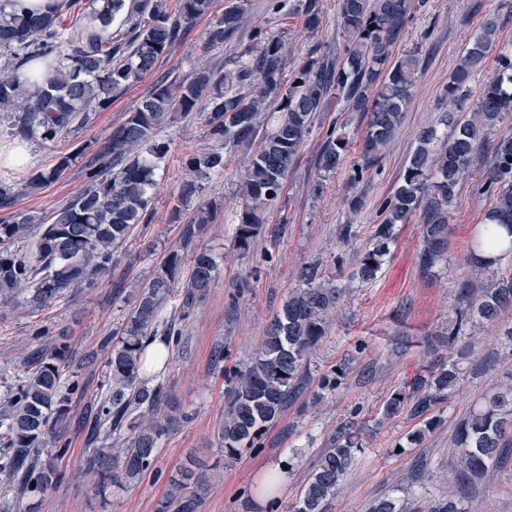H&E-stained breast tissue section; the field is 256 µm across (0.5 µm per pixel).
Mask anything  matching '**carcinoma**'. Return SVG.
Wrapping results in <instances>:
<instances>
[{
	"label": "carcinoma",
	"mask_w": 512,
	"mask_h": 512,
	"mask_svg": "<svg viewBox=\"0 0 512 512\" xmlns=\"http://www.w3.org/2000/svg\"><path fill=\"white\" fill-rule=\"evenodd\" d=\"M210 5L211 0H178L172 12L167 0H52L44 11L31 12L15 7L14 0H0V112L11 120L10 134L44 143L64 137L87 122L89 113L107 109L114 93L152 72L158 59ZM285 7L300 12L311 31L322 24L319 0L272 4L275 10ZM411 9L412 0H338L346 41L338 65L312 57L289 75L282 36L258 29L253 34L255 53L243 55L235 69L223 74L199 68L188 82L158 79L87 162V188L49 221L10 212L14 188L1 186L0 210L5 215L0 217V304L44 309L69 289L95 287L112 266L114 247L126 242L131 229L146 220L156 170L168 152V145L155 136L173 112H202L211 140L244 143L256 135L267 100L279 101L280 119L250 159L244 182L247 205L235 231L240 250L249 249L259 234L261 210L281 194L313 117L333 88L347 107L370 113L360 158L350 174V182L362 181L380 164L397 134L421 69L417 50L393 55ZM118 19L121 25L114 30ZM240 24V9L232 5L207 31L203 48L224 43ZM498 36L496 18H487L462 52L444 88V95L453 101L476 80L494 49L499 67L479 85L475 105L453 120L444 140H438L433 128L419 132L401 185L383 202L385 219L377 225L351 278L373 281L389 254L395 226L415 214L423 224L419 270L432 275L448 259V217L460 184L476 164L484 166V189L493 196L483 218L484 244L498 243L496 228H491L495 224L506 230L512 251V137L498 139L481 155L485 132L512 115V49L498 45ZM254 77L258 87L249 99L224 89ZM348 145L336 129H327L321 169L338 170ZM71 162L70 155H59L54 166L33 171L24 190L34 193L58 180ZM186 167L188 177L180 187L184 200L200 195L204 181L224 171V154L217 149L194 154ZM35 225L39 232L31 242ZM480 244L476 238L471 242L469 262L474 275L487 277L486 286L475 298L469 282L458 284L455 321L448 327V344L458 346L456 357L427 375H414L384 401L387 418L404 412L423 419L424 426L408 437L412 443L422 442L437 428L442 406L463 381L471 350L459 341L467 324L474 319L495 323L512 342V321L501 322V316L512 311V270L502 268L501 256L478 258ZM185 266L188 271L179 292L175 285ZM217 270L216 259L206 248L194 250L187 260L172 252L115 334L106 361V394L87 431L90 444L122 429L131 435L127 447L113 453L96 448L89 460L90 467L113 486L135 481L153 468L160 441L174 424L160 415L162 385L143 378L154 365L150 346L158 341L167 346L179 336L172 323L158 331L160 312L178 294L186 310L203 300ZM303 280V287L290 295L269 325L258 356L234 373L218 429L229 457L242 445L255 444L264 427L278 419L301 383L309 354L327 336L328 315L345 296V288L334 279H320L314 267L303 272ZM67 351L68 345L61 344L51 355L40 351L28 355L23 364L30 370L17 384L0 374V388L10 392L0 406V447L10 451L4 473L21 497L45 493L65 477L53 464L42 462L41 454L49 451L56 423L68 414L69 392L59 366ZM362 432L347 428L338 433L320 456L293 512H328L361 448ZM452 442L461 449L448 462L458 480L469 483L481 477L499 449L512 446V382L464 417ZM203 486L202 476L193 468H182L171 478V493L161 512H197ZM368 512H403V504L388 495L372 502Z\"/></svg>",
	"instance_id": "obj_1"
}]
</instances>
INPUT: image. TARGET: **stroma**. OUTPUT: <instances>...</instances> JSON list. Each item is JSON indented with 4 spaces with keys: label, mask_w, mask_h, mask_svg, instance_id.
Instances as JSON below:
<instances>
[{
    "label": "stroma",
    "mask_w": 512,
    "mask_h": 512,
    "mask_svg": "<svg viewBox=\"0 0 512 512\" xmlns=\"http://www.w3.org/2000/svg\"><path fill=\"white\" fill-rule=\"evenodd\" d=\"M230 2L213 0L209 13L186 30L159 60L155 73L143 75L117 93L106 110L91 113L88 123L73 135L48 145L22 142L7 133L0 119V174L12 183L21 186L32 171L52 166L58 154L72 157L57 181L36 193L17 192L12 212L48 218L66 206L86 187L87 159L149 94L157 77L187 81L202 64L222 72L233 69L252 47L253 29L283 36L290 73L309 58L333 59L343 54L337 0H319L323 23L313 32L305 28L301 14L273 11L270 0H239L243 17L237 34L222 46L203 51L204 32ZM490 14L498 17L500 43L512 46V0H427L424 8L414 11L396 50L418 49L425 65L401 131L379 167L359 184L350 183L368 117L328 96L282 193L265 211L264 227L249 251L237 249L234 229L245 206L242 184L252 145L225 143L223 172L206 181L202 195L184 202L179 192L186 177L185 162L190 154L212 145L205 117L199 112L177 113L161 127L157 138L168 144L169 151L156 171L150 218L137 225L115 253L111 271L95 287L70 291L36 313L0 306V371L23 378L22 357L35 350L51 352L65 341L70 345V374L79 384L70 397L67 418L56 429L67 445L55 460L66 475L64 482L24 499L19 507L11 504L14 490L0 484V507L8 506L9 512H160L171 476L191 464L209 480L199 512H292L319 456L330 448L341 427L359 419L368 424L363 446L329 512H364L369 501L397 489L405 490L412 510L456 494L469 512H512V488L507 485L512 476V447L501 449L495 466L477 482L473 494L459 493L448 467L455 453L451 436L456 424L481 403L484 394L512 378V346L492 326L474 321L466 327L464 339L472 345L474 357L441 414V425L422 443L408 440L415 420L404 415L387 420L381 414L382 403L393 390L455 354L440 336L453 319L458 283L471 277L464 262L468 243L492 203L483 191L481 170H472L459 190L449 218L448 262L435 276L419 272L422 224L415 216L396 226L390 253L374 281L365 284L349 277L384 219L380 207L399 186L417 133L427 127L436 128L442 136L449 133V107L443 99L448 76ZM331 126L348 138L350 150L340 169L326 173L318 159L324 133ZM354 194L364 202L355 214L348 208ZM207 205L214 212L213 222L192 243H185L183 225L194 222L199 209ZM277 224L285 227L278 237L271 233ZM346 224L352 227L347 239L341 236ZM192 245L210 249L219 272L206 299L190 313H182L176 299L161 313L180 331L159 377L163 408L178 416L180 424L163 437L154 471L138 482L97 492L98 475L86 464L84 421L94 415L104 394L112 335L160 264L172 251L184 254ZM307 267L317 268L322 277L336 278L345 286L346 296L327 336L311 353L308 370L280 419L267 427L257 447L227 457L217 427L230 379L254 358L268 323L289 294L302 287L301 272ZM219 348L224 351L220 362L214 359ZM333 368L344 373L339 386L314 400L322 375ZM274 472L280 481L273 485L269 476Z\"/></svg>",
    "instance_id": "35a3bbf8"
}]
</instances>
